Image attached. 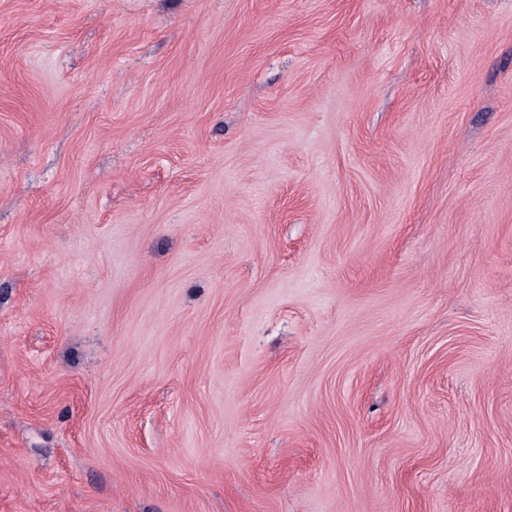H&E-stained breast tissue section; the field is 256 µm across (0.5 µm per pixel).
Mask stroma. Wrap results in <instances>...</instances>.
Wrapping results in <instances>:
<instances>
[{
    "mask_svg": "<svg viewBox=\"0 0 512 512\" xmlns=\"http://www.w3.org/2000/svg\"><path fill=\"white\" fill-rule=\"evenodd\" d=\"M0 512H512V0H0Z\"/></svg>",
    "mask_w": 512,
    "mask_h": 512,
    "instance_id": "1",
    "label": "stroma"
}]
</instances>
